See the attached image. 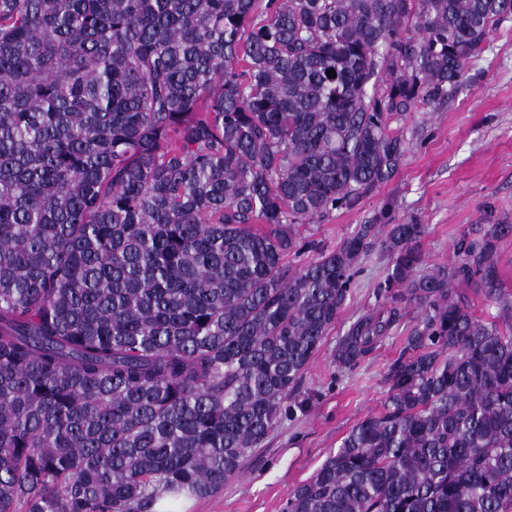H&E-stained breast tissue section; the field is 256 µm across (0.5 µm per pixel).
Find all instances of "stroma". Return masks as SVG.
<instances>
[{
    "instance_id": "1",
    "label": "stroma",
    "mask_w": 512,
    "mask_h": 512,
    "mask_svg": "<svg viewBox=\"0 0 512 512\" xmlns=\"http://www.w3.org/2000/svg\"><path fill=\"white\" fill-rule=\"evenodd\" d=\"M398 127L405 157L395 176L357 207L302 225L303 236L332 248L356 225L404 219L425 225L421 248L433 264L447 262L462 235L476 238L485 225L512 224V16L469 61L459 89L442 106L409 112ZM387 263L378 249L363 258L335 325L298 384L291 412L245 474L185 512H282L293 487L354 424L379 409L388 394L387 369L416 309L355 368L337 369L335 352L350 323L375 303Z\"/></svg>"
}]
</instances>
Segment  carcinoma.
<instances>
[{"mask_svg":"<svg viewBox=\"0 0 512 512\" xmlns=\"http://www.w3.org/2000/svg\"><path fill=\"white\" fill-rule=\"evenodd\" d=\"M512 0H0V512H155L244 473L376 245L356 367L414 305L388 397L284 512H512L497 243L300 226L405 155ZM336 77H328V70ZM317 255L295 265L303 248ZM496 307L475 314L469 293Z\"/></svg>","mask_w":512,"mask_h":512,"instance_id":"1","label":"carcinoma"}]
</instances>
